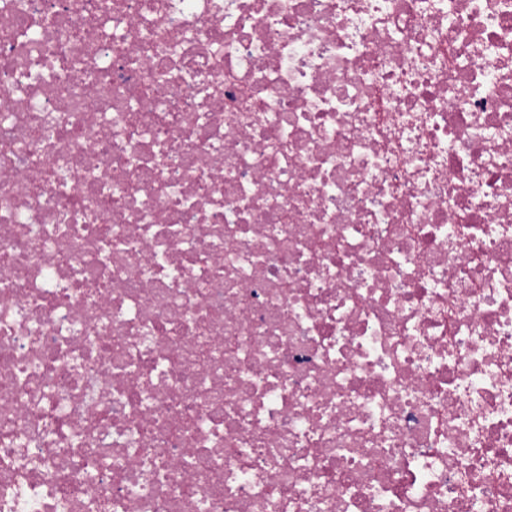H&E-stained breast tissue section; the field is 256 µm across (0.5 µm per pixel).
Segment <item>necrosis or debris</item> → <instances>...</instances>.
Segmentation results:
<instances>
[{"mask_svg":"<svg viewBox=\"0 0 512 512\" xmlns=\"http://www.w3.org/2000/svg\"><path fill=\"white\" fill-rule=\"evenodd\" d=\"M0 512H512V0H0Z\"/></svg>","mask_w":512,"mask_h":512,"instance_id":"obj_1","label":"necrosis or debris"}]
</instances>
